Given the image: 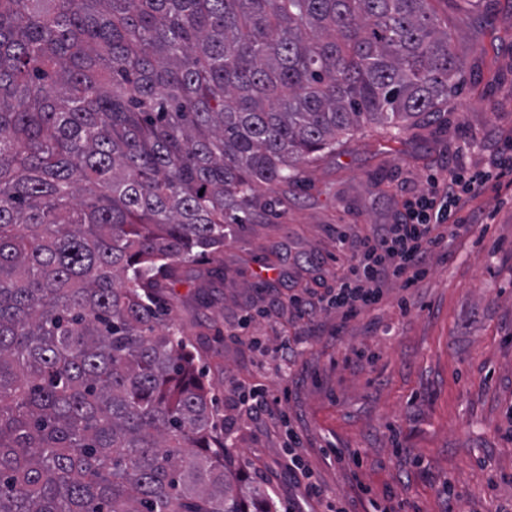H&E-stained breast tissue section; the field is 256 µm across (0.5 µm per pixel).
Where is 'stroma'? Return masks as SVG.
<instances>
[{
    "label": "stroma",
    "mask_w": 512,
    "mask_h": 512,
    "mask_svg": "<svg viewBox=\"0 0 512 512\" xmlns=\"http://www.w3.org/2000/svg\"><path fill=\"white\" fill-rule=\"evenodd\" d=\"M434 7L463 62L444 116L397 142L377 129L343 137L296 185L262 186L275 213L232 225L219 261L183 263L173 288L174 320L205 342L217 431L240 478L278 512H321L304 494L310 481L404 512H512V180L471 198L470 231L432 254L413 288L386 285L375 310L346 323L289 307L261 314L271 297L335 287L341 237L392 223L430 175L484 165L512 139V0ZM285 338L283 362L271 347ZM257 385L280 400L260 422L235 409ZM291 430L302 476L288 471Z\"/></svg>",
    "instance_id": "obj_1"
}]
</instances>
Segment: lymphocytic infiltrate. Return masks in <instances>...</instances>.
I'll use <instances>...</instances> for the list:
<instances>
[{"instance_id": "1", "label": "lymphocytic infiltrate", "mask_w": 512, "mask_h": 512, "mask_svg": "<svg viewBox=\"0 0 512 512\" xmlns=\"http://www.w3.org/2000/svg\"><path fill=\"white\" fill-rule=\"evenodd\" d=\"M510 173L512 143L482 168L456 166L447 176L430 178L425 192L403 203L396 223L379 225L361 241L360 255L351 258L336 289L318 298L292 296L298 316L304 319L333 309L348 321L378 307L388 282L413 286L424 272L427 257L447 249L449 238L467 229L460 216L463 199Z\"/></svg>"}]
</instances>
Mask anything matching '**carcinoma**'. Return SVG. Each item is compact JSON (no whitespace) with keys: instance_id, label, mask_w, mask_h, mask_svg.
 Instances as JSON below:
<instances>
[{"instance_id":"cac0c4a2","label":"carcinoma","mask_w":512,"mask_h":512,"mask_svg":"<svg viewBox=\"0 0 512 512\" xmlns=\"http://www.w3.org/2000/svg\"><path fill=\"white\" fill-rule=\"evenodd\" d=\"M431 2L0 0V512H274L163 296L260 185L439 116Z\"/></svg>"}]
</instances>
